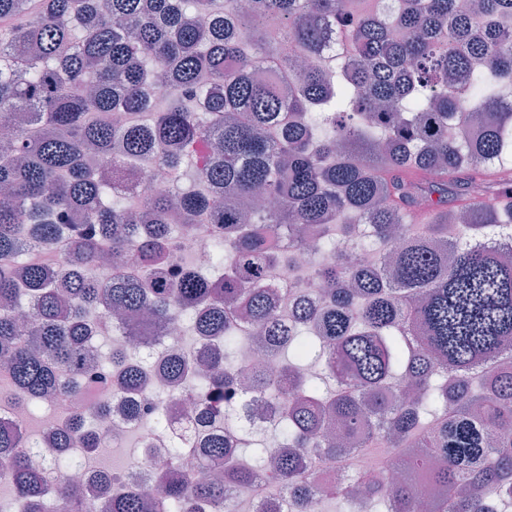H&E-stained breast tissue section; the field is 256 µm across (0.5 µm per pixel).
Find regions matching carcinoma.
<instances>
[{
  "instance_id": "obj_1",
  "label": "carcinoma",
  "mask_w": 512,
  "mask_h": 512,
  "mask_svg": "<svg viewBox=\"0 0 512 512\" xmlns=\"http://www.w3.org/2000/svg\"><path fill=\"white\" fill-rule=\"evenodd\" d=\"M352 2L252 0L237 31L224 24L236 0H0V407H44L94 374L138 392L153 367L145 346L176 328L207 349L205 375L179 347L162 367L214 400L198 419L240 424L251 395L269 398L270 424L235 432L233 450L190 424L174 435L176 454L222 466V479L176 473L150 511L116 476L110 512H239L261 478L294 512L348 505L352 488L313 484L311 460L377 444L389 449L381 468L357 473L368 512L391 500L417 512L423 486L428 512L512 504V265L487 244L512 228V0H410L385 17ZM345 14L334 73L317 59ZM254 67L288 77V97ZM158 79L172 93L150 102ZM144 156L193 158L189 188L140 203L113 194L106 171ZM259 190L279 205L245 214L239 201ZM70 215L94 228L60 252ZM201 216L216 231L207 272L178 263L172 242L174 225L188 232ZM361 221L379 254L370 266L337 248ZM308 238L327 254L314 269L326 298L288 318L269 282L303 278L287 250ZM104 254L108 285L95 273ZM114 311L123 334L103 351L94 338ZM256 341L277 370L255 369L224 408ZM39 435L0 424L13 476L0 512H88L78 485L50 486L26 452ZM98 440L73 413L51 444L65 469L66 449L90 458Z\"/></svg>"
}]
</instances>
